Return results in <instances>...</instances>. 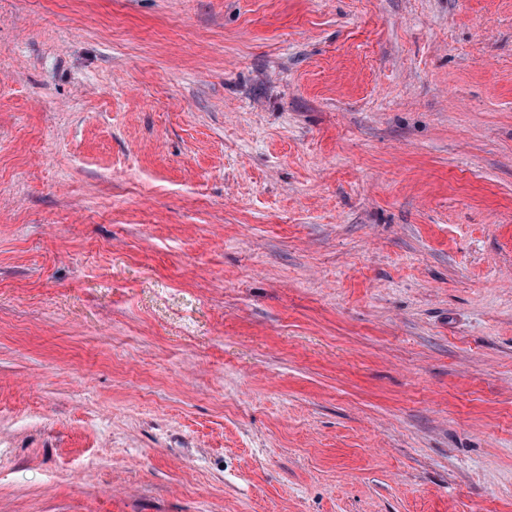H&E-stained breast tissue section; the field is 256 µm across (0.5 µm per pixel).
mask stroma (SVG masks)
<instances>
[{"mask_svg":"<svg viewBox=\"0 0 512 512\" xmlns=\"http://www.w3.org/2000/svg\"><path fill=\"white\" fill-rule=\"evenodd\" d=\"M0 512H512V0H0Z\"/></svg>","mask_w":512,"mask_h":512,"instance_id":"stroma-1","label":"stroma"}]
</instances>
